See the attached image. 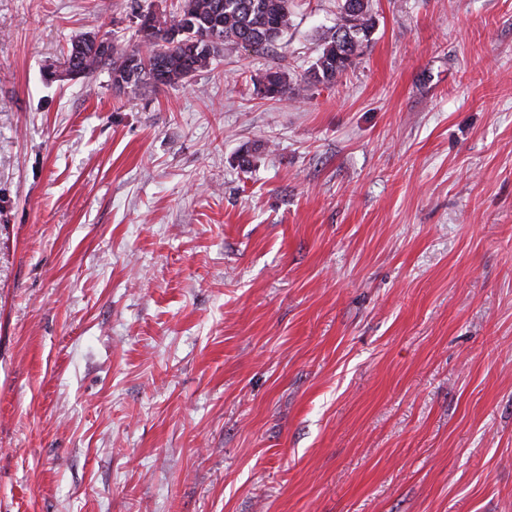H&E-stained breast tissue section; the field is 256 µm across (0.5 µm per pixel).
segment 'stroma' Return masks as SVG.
Here are the masks:
<instances>
[{"label":"stroma","mask_w":512,"mask_h":512,"mask_svg":"<svg viewBox=\"0 0 512 512\" xmlns=\"http://www.w3.org/2000/svg\"><path fill=\"white\" fill-rule=\"evenodd\" d=\"M177 4L0 0V512H512V0L65 76ZM374 28L370 0H338L335 22L323 33L322 49L304 83L335 84L364 54ZM256 86L263 99L274 102L297 98L304 90L301 83L290 84L285 73L277 68L269 69L257 80Z\"/></svg>","instance_id":"obj_1"}]
</instances>
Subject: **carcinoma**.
Returning a JSON list of instances; mask_svg holds the SVG:
<instances>
[{"mask_svg":"<svg viewBox=\"0 0 512 512\" xmlns=\"http://www.w3.org/2000/svg\"><path fill=\"white\" fill-rule=\"evenodd\" d=\"M150 16L154 39L131 50L96 44L97 36L75 37L66 51L69 70L90 77L105 69L112 82L124 87H175L210 67L232 45L273 46L292 22L290 0H180L175 12ZM375 28L370 0H338L336 19L321 37L322 49L308 70L307 82L333 85L359 59ZM268 101L302 95L301 84H290L285 73L269 69L256 82Z\"/></svg>","mask_w":512,"mask_h":512,"instance_id":"1","label":"carcinoma"}]
</instances>
